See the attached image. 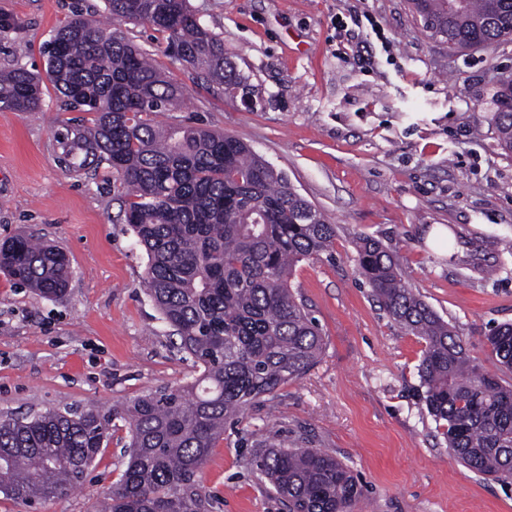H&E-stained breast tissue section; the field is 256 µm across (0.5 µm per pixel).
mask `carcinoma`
<instances>
[{
  "mask_svg": "<svg viewBox=\"0 0 512 512\" xmlns=\"http://www.w3.org/2000/svg\"><path fill=\"white\" fill-rule=\"evenodd\" d=\"M114 22L150 25L165 51L201 71L231 98L249 95L247 79L224 56V42L200 24L188 0H104ZM432 19L454 50L512 37V0H409ZM46 75L70 110L94 114L55 136L60 161L85 174L112 170L124 223L147 254L146 294L170 328V343L202 368L185 386L164 387L122 408L49 409L0 422V493L34 507L80 487L115 420L128 423V462L102 493V512H210L202 484L224 422L317 363L323 338L288 288L297 263L331 252L336 225L251 148L193 125H159L183 89L146 53L75 9L45 43ZM40 73L0 72V108L42 105ZM497 146L512 154V79L495 93ZM357 261L373 294L405 331L421 337L424 400L444 427L448 449L465 466L512 482V385L474 363L459 336L402 280L393 254L365 236ZM0 273L56 299L70 263L59 247L28 234L0 243ZM491 357L512 370V325L486 337ZM256 466L288 512H353L363 489L347 465L316 448L270 446Z\"/></svg>",
  "mask_w": 512,
  "mask_h": 512,
  "instance_id": "1",
  "label": "carcinoma"
}]
</instances>
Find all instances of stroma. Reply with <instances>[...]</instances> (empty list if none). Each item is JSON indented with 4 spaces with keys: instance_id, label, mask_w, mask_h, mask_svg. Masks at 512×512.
Listing matches in <instances>:
<instances>
[{
    "instance_id": "35a3bbf8",
    "label": "stroma",
    "mask_w": 512,
    "mask_h": 512,
    "mask_svg": "<svg viewBox=\"0 0 512 512\" xmlns=\"http://www.w3.org/2000/svg\"><path fill=\"white\" fill-rule=\"evenodd\" d=\"M246 77L250 106L164 52L140 22L128 41L185 89L160 124L203 126L248 144L336 226L333 258L305 260L288 284L317 321L319 362L224 426L203 469L216 512H288L256 469L261 440L317 448L363 487L354 512H512V486L455 461L422 398L425 343L380 307L357 266L356 241L380 240L404 280L512 385L485 338L512 323V155L496 146L492 99L512 74V40L450 50L408 0H189ZM101 21L103 0H0V68L45 67L43 43L74 8ZM73 113L51 83L36 112L0 109V240L27 233L62 247L71 279L46 299L0 274V415L108 408L197 377L169 345L146 295L147 255L112 174L68 171L54 135ZM441 228L448 245H429ZM117 424L83 486L32 512H92L128 461Z\"/></svg>"
}]
</instances>
